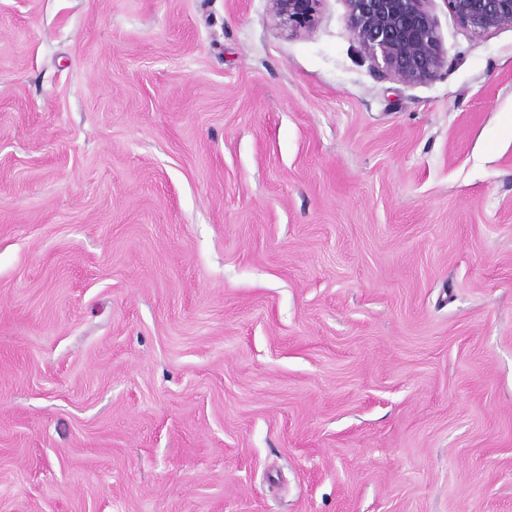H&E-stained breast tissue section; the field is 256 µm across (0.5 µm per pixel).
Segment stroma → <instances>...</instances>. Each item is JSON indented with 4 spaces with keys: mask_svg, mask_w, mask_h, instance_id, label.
Returning a JSON list of instances; mask_svg holds the SVG:
<instances>
[{
    "mask_svg": "<svg viewBox=\"0 0 512 512\" xmlns=\"http://www.w3.org/2000/svg\"><path fill=\"white\" fill-rule=\"evenodd\" d=\"M0 0V512H512V28L430 0ZM280 23L291 31H308L315 22L322 0H271ZM348 22L372 70L413 85L436 79L444 67L430 0H345Z\"/></svg>",
    "mask_w": 512,
    "mask_h": 512,
    "instance_id": "35a3bbf8",
    "label": "stroma"
}]
</instances>
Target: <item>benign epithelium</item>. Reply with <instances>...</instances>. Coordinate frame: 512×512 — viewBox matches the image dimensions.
I'll use <instances>...</instances> for the list:
<instances>
[{"instance_id":"obj_1","label":"benign epithelium","mask_w":512,"mask_h":512,"mask_svg":"<svg viewBox=\"0 0 512 512\" xmlns=\"http://www.w3.org/2000/svg\"><path fill=\"white\" fill-rule=\"evenodd\" d=\"M280 23L308 31L322 0H271ZM348 22L372 70L381 78L413 85L436 79L444 67L430 0H345ZM458 23L485 35L512 26V0H447Z\"/></svg>"}]
</instances>
